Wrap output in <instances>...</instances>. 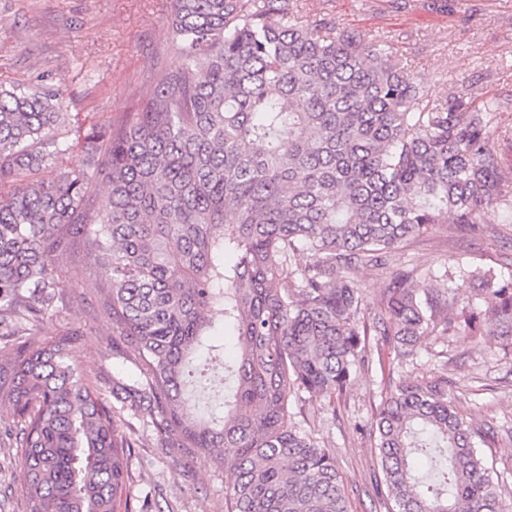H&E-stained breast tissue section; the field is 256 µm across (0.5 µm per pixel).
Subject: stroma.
<instances>
[{
  "instance_id": "1",
  "label": "stroma",
  "mask_w": 512,
  "mask_h": 512,
  "mask_svg": "<svg viewBox=\"0 0 512 512\" xmlns=\"http://www.w3.org/2000/svg\"><path fill=\"white\" fill-rule=\"evenodd\" d=\"M298 20L336 19L342 28L392 51L421 78L434 101L452 91L476 92L479 103L497 108L490 149L512 181V0H292ZM171 0H0V83L46 85L60 93L74 158L94 128L136 111L156 74L175 67L179 56L168 31ZM503 208L490 207L476 226L449 225L402 244L394 266L422 271L419 292L434 288V276L462 267L451 282L455 310L483 313L490 299L468 270L492 268L512 276V226ZM86 267H60L64 314L44 319L47 333L66 319L80 320L83 334L71 350L73 363L110 393L116 378L137 370L130 356L112 352V323L93 319L98 303L82 289ZM367 362L343 396L305 393L294 401L292 426L312 431L335 460L350 512H389L379 497L382 477L366 430L382 395L401 380L445 372L448 395L460 414L488 434L479 451L512 502V349L458 331L422 341L413 360L399 362L391 345L374 333ZM133 446L128 449L126 493L132 512H228L230 477L211 467L195 448H163L156 433L126 413ZM15 449L0 447V512H26Z\"/></svg>"
}]
</instances>
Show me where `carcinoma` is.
I'll use <instances>...</instances> for the list:
<instances>
[{
  "mask_svg": "<svg viewBox=\"0 0 512 512\" xmlns=\"http://www.w3.org/2000/svg\"><path fill=\"white\" fill-rule=\"evenodd\" d=\"M169 37L181 63L120 125L86 134L78 165L58 93L0 84V437L19 449L27 512H116L125 410L231 475L228 512H348L335 461L288 425L292 399L347 391L373 329L402 361L462 327L512 346V278L475 271L491 305L450 315L448 275L422 300L420 273L391 269L410 238L493 205L512 220L496 109L429 100L393 53L296 20L290 0H172ZM65 257L87 261L112 351L137 359V380L112 381L117 407L69 361L81 323L43 332ZM360 267L391 270L370 327ZM227 327L224 413L191 416L188 384L206 381ZM447 385L382 398L369 435L385 495L396 512H512Z\"/></svg>",
  "mask_w": 512,
  "mask_h": 512,
  "instance_id": "cac0c4a2",
  "label": "carcinoma"
}]
</instances>
